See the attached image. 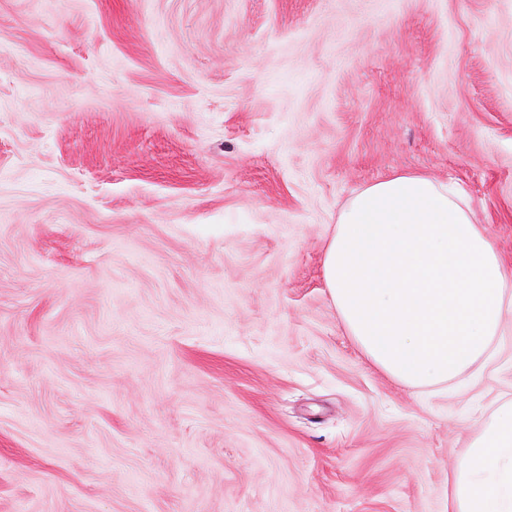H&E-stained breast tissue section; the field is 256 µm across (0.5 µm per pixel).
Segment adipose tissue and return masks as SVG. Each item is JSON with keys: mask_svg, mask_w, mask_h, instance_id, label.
I'll use <instances>...</instances> for the list:
<instances>
[{"mask_svg": "<svg viewBox=\"0 0 512 512\" xmlns=\"http://www.w3.org/2000/svg\"><path fill=\"white\" fill-rule=\"evenodd\" d=\"M323 271L348 335L411 390L461 382L491 362L492 342L512 316V268L463 195L423 174L349 199ZM448 512H512V396L477 424L453 467Z\"/></svg>", "mask_w": 512, "mask_h": 512, "instance_id": "ef3b65f1", "label": "adipose tissue"}]
</instances>
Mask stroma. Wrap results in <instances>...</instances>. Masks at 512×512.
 Masks as SVG:
<instances>
[{
    "label": "stroma",
    "mask_w": 512,
    "mask_h": 512,
    "mask_svg": "<svg viewBox=\"0 0 512 512\" xmlns=\"http://www.w3.org/2000/svg\"><path fill=\"white\" fill-rule=\"evenodd\" d=\"M403 173L512 267V0H0V512H448L512 317L413 391L323 274Z\"/></svg>",
    "instance_id": "1"
}]
</instances>
